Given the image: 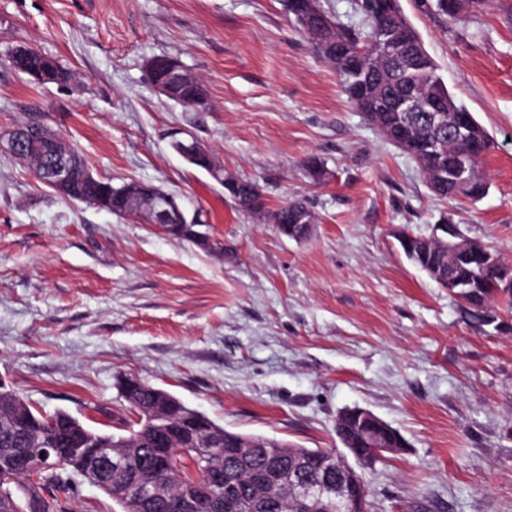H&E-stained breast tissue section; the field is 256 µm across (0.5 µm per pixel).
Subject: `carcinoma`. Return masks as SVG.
<instances>
[{
  "mask_svg": "<svg viewBox=\"0 0 512 512\" xmlns=\"http://www.w3.org/2000/svg\"><path fill=\"white\" fill-rule=\"evenodd\" d=\"M289 18L297 30L308 40L319 58L328 63L336 73L339 85L348 101L363 113L367 120L388 141L395 144L418 165L430 191L443 199H466L476 202L488 194L489 182L483 171V158L493 146L492 137L477 121L472 120L468 131L461 136H448L438 132L429 122L428 113L401 111V100L409 94L440 96L448 99L459 111H467L448 90L437 66L429 55L422 39L396 5L379 11L371 7L367 18L368 30L359 36L341 26L323 11L318 0H282ZM424 12H434L451 21H462L486 0H417ZM52 60L37 49L27 57L18 58L9 51V65L16 71L29 75L39 63ZM179 87V103L195 109L193 99L208 101L203 84L189 72L182 73ZM71 169L77 174L62 192L70 200H76L108 211L116 216L124 213L120 200L112 197L107 182L84 180L78 176L85 163L72 147L67 146ZM469 169V181L460 186L452 172L460 163ZM235 183L230 192L237 206L245 212L263 213L266 203L260 186L247 179L232 175ZM282 234H297L305 239L309 231L303 225L316 222L315 214L302 201H293L268 212ZM414 265L419 268L435 267L448 275L477 282L476 293L468 298L466 316L480 320L484 310L502 304L512 310V288L503 287L504 270L499 267L485 268L476 255L456 250L430 240L419 245ZM169 392L144 383L140 388L123 395L124 401L138 416L130 424L126 434L102 432L99 445L109 447V442H125V447L112 449V454L123 456V472L112 476L110 498L121 506V512H181L179 502L186 497L197 496L192 483L193 474L204 476L205 461L213 457L210 448H197L193 444L182 445L171 454L168 467L160 472L147 471L149 456L156 448L154 424L143 420L145 408L163 401ZM13 399L26 406L27 418L19 421L9 415V402L0 399V512H33L28 496H40L38 512H67L63 502L41 496L47 486L60 488L69 475L78 473L73 460H63L57 465H46L37 476L29 493H22L16 484L8 481L12 476L11 462L19 454H31L41 443L52 442L59 448L69 447L72 438L70 428L59 413L44 414L19 395ZM206 429L224 435V446L236 447V441H249L244 455L224 462L225 485L234 488L242 499L241 512H246L249 500L260 492L251 476L259 474L268 485L269 493L264 506L258 512H347L336 506V499H302L291 490L296 480L303 478L315 484L324 480L325 471L319 459L325 456L336 459L341 451L335 448H306L274 436L245 434L225 429L206 415H201ZM154 482L169 485L171 496L161 502L154 501L148 486Z\"/></svg>",
  "mask_w": 512,
  "mask_h": 512,
  "instance_id": "obj_1",
  "label": "carcinoma"
}]
</instances>
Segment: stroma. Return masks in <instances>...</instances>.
Returning a JSON list of instances; mask_svg holds the SVG:
<instances>
[{"label": "stroma", "mask_w": 512, "mask_h": 512, "mask_svg": "<svg viewBox=\"0 0 512 512\" xmlns=\"http://www.w3.org/2000/svg\"><path fill=\"white\" fill-rule=\"evenodd\" d=\"M449 89L494 139L482 200L448 201L342 93L280 0H0V134L37 116L90 170L202 208L223 256L136 218L64 199L0 151V376L37 408L121 432L119 381L166 389L224 428L335 448L337 412L406 439L366 470L370 512H512V332L468 318L398 237L453 224L512 264V0L461 22L399 0ZM26 44L70 82L5 62ZM179 58L208 109L158 92L146 63ZM194 137L268 209L305 200L308 240L237 208L187 164ZM325 165L317 183L302 161ZM70 512H120L72 476Z\"/></svg>", "instance_id": "obj_1"}]
</instances>
